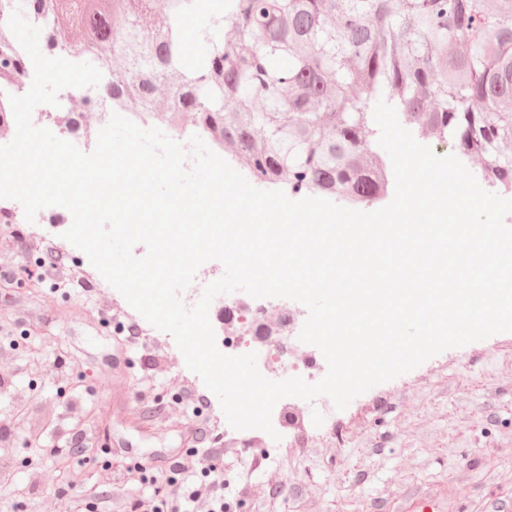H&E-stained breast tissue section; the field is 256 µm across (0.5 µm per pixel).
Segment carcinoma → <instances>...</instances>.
Returning <instances> with one entry per match:
<instances>
[{
    "instance_id": "obj_1",
    "label": "carcinoma",
    "mask_w": 512,
    "mask_h": 512,
    "mask_svg": "<svg viewBox=\"0 0 512 512\" xmlns=\"http://www.w3.org/2000/svg\"><path fill=\"white\" fill-rule=\"evenodd\" d=\"M18 7L68 58L111 71L120 107L176 123L193 114L261 184L375 201L385 191L373 150L382 99L402 124L482 156L481 176L512 191V0H226L221 17L210 0H0V83L23 69L6 26ZM188 19L199 21L195 56ZM73 27L86 34L77 46ZM243 42L252 51L239 52ZM460 43L465 51H448ZM161 82L171 94L158 108ZM260 125L271 129L261 144Z\"/></svg>"
}]
</instances>
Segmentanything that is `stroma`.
Wrapping results in <instances>:
<instances>
[{"label":"stroma","instance_id":"35a3bbf8","mask_svg":"<svg viewBox=\"0 0 512 512\" xmlns=\"http://www.w3.org/2000/svg\"><path fill=\"white\" fill-rule=\"evenodd\" d=\"M65 230L39 212L16 227L23 251L0 254V264L14 269L11 280L0 279V350L12 347L18 367L0 386V418L23 399L42 426L39 441L21 426L5 442L12 462L0 479V512L17 501L34 512V496H52L58 454L82 461L75 440L58 433L85 409L112 447L163 468L186 450L175 402L193 406L188 418L200 431L198 447H210L224 430L218 397L179 348L150 337L122 348L119 327L100 324L105 310H134L83 251L65 247L88 289L34 282L47 256L42 239L61 241ZM125 356L133 360L131 377L116 393L113 366ZM58 361L70 378L49 375ZM132 407L143 424L129 419ZM264 450L252 439L223 459L224 499L235 512H407L408 498L424 491L437 494L438 512H512V332L445 350L374 386L337 415L326 435L296 433L279 449V466L252 469L251 459Z\"/></svg>","mask_w":512,"mask_h":512}]
</instances>
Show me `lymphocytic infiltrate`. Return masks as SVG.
<instances>
[{
    "label": "lymphocytic infiltrate",
    "instance_id": "1",
    "mask_svg": "<svg viewBox=\"0 0 512 512\" xmlns=\"http://www.w3.org/2000/svg\"><path fill=\"white\" fill-rule=\"evenodd\" d=\"M224 453L219 448L187 450L169 467L168 473L148 475L144 464L118 453L95 466L96 485L107 489L109 512H231L224 500V474L218 466ZM202 479H194V472ZM59 484L51 501L37 502L38 512H95L96 502L87 491L75 490L71 479L58 474ZM153 481L149 493L135 494L137 485Z\"/></svg>",
    "mask_w": 512,
    "mask_h": 512
}]
</instances>
